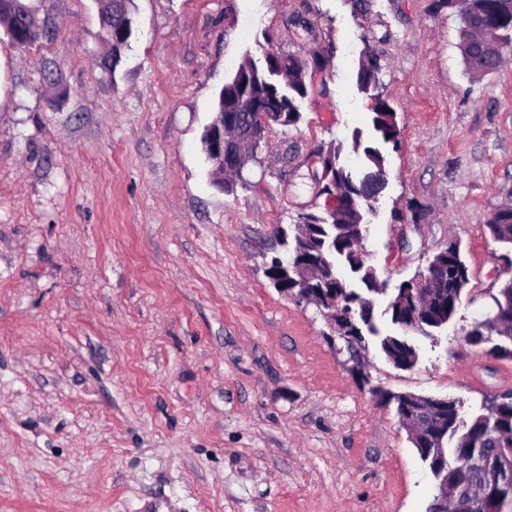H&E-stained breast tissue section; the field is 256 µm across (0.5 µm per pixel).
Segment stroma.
Masks as SVG:
<instances>
[{
    "label": "stroma",
    "mask_w": 512,
    "mask_h": 512,
    "mask_svg": "<svg viewBox=\"0 0 512 512\" xmlns=\"http://www.w3.org/2000/svg\"><path fill=\"white\" fill-rule=\"evenodd\" d=\"M46 38L0 30V512H427L436 481L375 389L512 394V359L468 344L512 246L486 222L512 196V55L470 79L460 19L435 0H134L114 72L95 0H29ZM325 69L297 125L271 127L236 193L201 134L220 89L266 51ZM378 58L400 148L357 82ZM380 148L363 249L386 291L455 240L471 282L416 336L413 368L375 338L331 340L265 275L300 211L325 214L317 153Z\"/></svg>",
    "instance_id": "obj_1"
}]
</instances>
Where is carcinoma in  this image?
<instances>
[{
    "mask_svg": "<svg viewBox=\"0 0 512 512\" xmlns=\"http://www.w3.org/2000/svg\"><path fill=\"white\" fill-rule=\"evenodd\" d=\"M133 0H112V13H103L100 20L104 42L109 46V54L104 61V69L112 71L121 58L122 47L112 42V21L118 17L130 20L129 9ZM460 7L461 27L458 30L459 43L466 72L472 76L483 75L498 68L494 53L482 49L483 38H489L498 52L512 51V0H437L439 8ZM31 11L24 0H0V27L8 29L9 14H22ZM323 66V58L315 53L308 60L292 54L270 53L264 57V65L252 64L248 69L236 72L235 76L220 90L216 110L230 107L236 98L244 99L246 112H280L284 125L296 124L301 117L300 104L311 92L308 70ZM379 67L368 60L359 68L358 83L361 89L377 87ZM373 127L384 143L398 148L400 130L396 112L381 95H373ZM341 146H331L320 152L324 156L327 180L321 184L320 193L330 184L349 189L359 185L360 177L384 174L385 157L379 148H363L366 171L358 176L340 163ZM298 222L312 225L307 249L313 253L335 254L349 268L359 287L344 285L345 308L353 311L360 331L378 338L380 348L387 360H396L408 367L417 361V349L412 340L401 334H381L374 319V308L364 305L368 296L376 291V280L363 267L358 256L361 254L362 239L344 231V225L336 223L333 213L318 215L314 212H301ZM490 236L502 243L512 244V199L502 202L487 221ZM444 268L441 282L435 288L428 304H436L432 310V322L423 334L447 325L457 312L462 296L470 283L471 272L463 258L460 244L448 242V246L435 253L427 262L422 273L430 272L433 264ZM401 301L389 304L387 311L395 326L405 321L416 306L417 291L411 282L400 285ZM494 311L500 313L504 330H499L496 322L485 319L471 326L465 332V340L473 346L484 344L485 337L498 336L512 344V277L504 279L497 294L493 296ZM448 429L440 441V453H435L419 445H414L420 458L428 466L437 480L442 482L454 479L460 474L464 460L473 462L470 470L471 487L481 490L491 489L485 502L472 512H512V471H504L498 465L500 449L512 448V397L465 421L458 405L448 407V417L444 421Z\"/></svg>",
    "mask_w": 512,
    "mask_h": 512,
    "instance_id": "1",
    "label": "carcinoma"
}]
</instances>
